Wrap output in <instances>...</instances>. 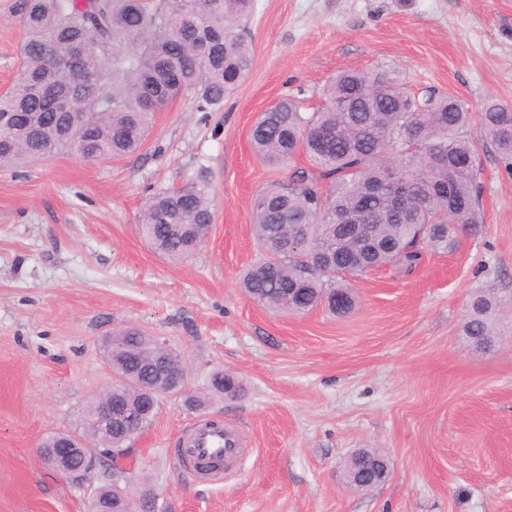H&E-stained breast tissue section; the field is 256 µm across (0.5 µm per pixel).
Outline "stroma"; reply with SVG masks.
Instances as JSON below:
<instances>
[{
    "instance_id": "obj_1",
    "label": "stroma",
    "mask_w": 512,
    "mask_h": 512,
    "mask_svg": "<svg viewBox=\"0 0 512 512\" xmlns=\"http://www.w3.org/2000/svg\"><path fill=\"white\" fill-rule=\"evenodd\" d=\"M0 0V86L22 74L23 32ZM248 78L216 112L194 95L155 117L143 148L88 163L61 154L0 170V512H87L82 490L37 450L79 430L111 382L100 340L133 325L179 349L188 390L212 372L243 396L202 410L161 397L120 462L153 512H512V169L471 121L485 222L409 274L352 279L354 312L277 314L250 300L239 275L263 258L251 203L283 166L250 144L259 114L283 97L313 111L339 71L374 70L408 89L452 94L478 112L512 106V0H255L243 21ZM210 176L214 223L187 261L155 253L138 232L154 193L198 169ZM495 292L505 331L490 352L462 332L476 289ZM220 417L240 440L223 482L195 479L174 452L195 422ZM358 448L385 455L372 491L343 485Z\"/></svg>"
}]
</instances>
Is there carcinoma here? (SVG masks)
<instances>
[{
  "label": "carcinoma",
  "instance_id": "cac0c4a2",
  "mask_svg": "<svg viewBox=\"0 0 512 512\" xmlns=\"http://www.w3.org/2000/svg\"><path fill=\"white\" fill-rule=\"evenodd\" d=\"M253 0H15L23 29L24 77L0 96V169H18L72 152L88 162L137 152L152 118L183 95L200 108L219 106L245 80L252 50L237 32ZM472 113L454 97L418 96L387 73L346 70L325 87L315 112L288 98L253 125L254 153L284 164L302 152L311 169L258 191L252 231L266 258L242 275L258 305L280 312L325 307L337 317L356 307L350 279L395 266L408 274L424 248L446 251L477 230V153L463 130ZM487 138L512 165V108L488 102L479 113ZM214 220L211 182L200 171L183 185L155 193L141 217L150 247L172 261L202 249ZM498 302L477 291L463 334L479 349L493 345ZM159 341L142 329L112 332V371L128 384L112 392L117 423L141 412L140 388L152 383ZM243 393L233 375L216 371L188 397L193 409ZM85 408L83 436L107 441ZM107 474L88 495L89 512L110 493Z\"/></svg>",
  "mask_w": 512,
  "mask_h": 512
}]
</instances>
